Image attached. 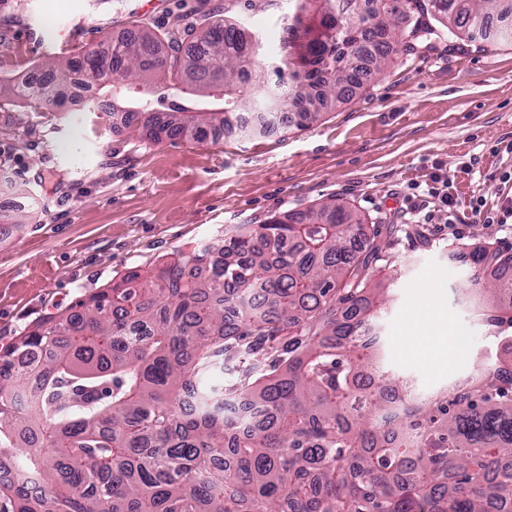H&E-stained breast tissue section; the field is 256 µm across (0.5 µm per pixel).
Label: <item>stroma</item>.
Wrapping results in <instances>:
<instances>
[{
  "mask_svg": "<svg viewBox=\"0 0 512 512\" xmlns=\"http://www.w3.org/2000/svg\"><path fill=\"white\" fill-rule=\"evenodd\" d=\"M200 0H0V81L25 79L61 53L106 50L133 21L165 29L195 18ZM232 13L264 44L283 34L288 0H236ZM349 99L292 133L235 134L215 143L153 141L116 127L108 112L0 108V208L26 192L39 209L0 227V349L97 289L228 224H262L331 199L378 226L374 280L391 290L379 321L389 375L428 396L464 380L459 337L474 351L487 330L468 292L469 251L512 253V225L488 224L512 200V44L453 40L404 51ZM448 200L429 197L435 177Z\"/></svg>",
  "mask_w": 512,
  "mask_h": 512,
  "instance_id": "stroma-1",
  "label": "stroma"
}]
</instances>
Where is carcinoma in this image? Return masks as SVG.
Here are the masks:
<instances>
[{"label":"carcinoma","instance_id":"carcinoma-1","mask_svg":"<svg viewBox=\"0 0 512 512\" xmlns=\"http://www.w3.org/2000/svg\"><path fill=\"white\" fill-rule=\"evenodd\" d=\"M208 2L193 23L141 25L108 54L0 86V106L58 111L70 82L95 90L87 111L135 131L178 89L157 141L242 134L246 109L302 129L391 62L399 19L410 51L433 36L483 41L491 18L512 16V0H288L289 44L305 18L321 28L282 56L288 81L271 87L261 38L214 22ZM378 236L334 202L228 225L35 324L0 351V466L43 492L24 479L0 493L14 512H512V254L469 252L491 351L422 398L388 377L374 333L388 302L366 261ZM230 363L234 382H214Z\"/></svg>","mask_w":512,"mask_h":512}]
</instances>
